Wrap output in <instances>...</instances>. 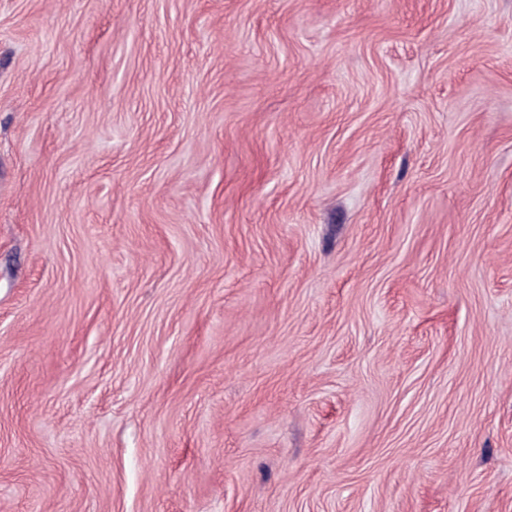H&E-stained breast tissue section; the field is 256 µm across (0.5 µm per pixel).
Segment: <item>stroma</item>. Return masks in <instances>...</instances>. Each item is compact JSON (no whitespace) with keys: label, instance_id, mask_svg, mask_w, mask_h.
I'll list each match as a JSON object with an SVG mask.
<instances>
[{"label":"stroma","instance_id":"35a3bbf8","mask_svg":"<svg viewBox=\"0 0 512 512\" xmlns=\"http://www.w3.org/2000/svg\"><path fill=\"white\" fill-rule=\"evenodd\" d=\"M0 512H512V0H0Z\"/></svg>","mask_w":512,"mask_h":512}]
</instances>
